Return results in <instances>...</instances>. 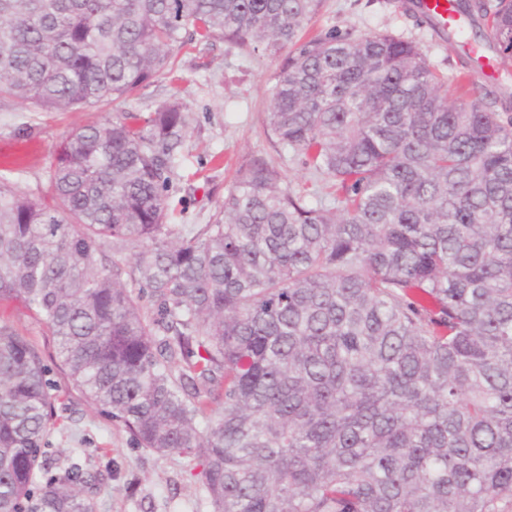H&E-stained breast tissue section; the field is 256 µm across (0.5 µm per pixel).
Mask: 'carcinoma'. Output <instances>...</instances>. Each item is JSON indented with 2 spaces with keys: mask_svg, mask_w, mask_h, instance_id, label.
<instances>
[{
  "mask_svg": "<svg viewBox=\"0 0 512 512\" xmlns=\"http://www.w3.org/2000/svg\"><path fill=\"white\" fill-rule=\"evenodd\" d=\"M322 0H0V97L107 106L217 41L280 58L265 131L332 183L239 166L211 223L164 191L189 105L72 129L34 197L0 175V303L207 512H512V87L387 33L302 31ZM448 45L512 54V0H451ZM0 324V512H93L51 472L60 389Z\"/></svg>",
  "mask_w": 512,
  "mask_h": 512,
  "instance_id": "cac0c4a2",
  "label": "carcinoma"
}]
</instances>
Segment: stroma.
<instances>
[{
    "label": "stroma",
    "mask_w": 512,
    "mask_h": 512,
    "mask_svg": "<svg viewBox=\"0 0 512 512\" xmlns=\"http://www.w3.org/2000/svg\"><path fill=\"white\" fill-rule=\"evenodd\" d=\"M332 28L355 36L388 32L417 42L436 70L447 75L463 70L461 50L436 37L425 20L407 10L406 0H322L308 30ZM278 66V58L218 42L206 63H199L197 52L183 51L172 72L105 108L44 112L1 98L0 174L28 193L48 196L55 148L73 127L119 112L146 114L176 96L188 102L191 126L166 193L175 223H208L223 204L235 170L252 155L275 164L291 187L313 183L301 160L281 153L265 133ZM0 324L29 335L44 355L50 379L66 389L57 407L59 424L47 438L48 459L62 467L68 456L82 454L102 472L93 495L95 512H205V492L187 479L186 459L138 447L122 425L68 388L55 361L53 338L30 312L18 304L0 305Z\"/></svg>",
    "instance_id": "35a3bbf8"
}]
</instances>
